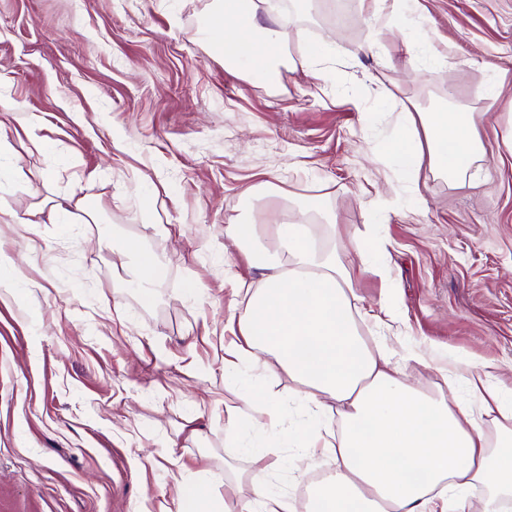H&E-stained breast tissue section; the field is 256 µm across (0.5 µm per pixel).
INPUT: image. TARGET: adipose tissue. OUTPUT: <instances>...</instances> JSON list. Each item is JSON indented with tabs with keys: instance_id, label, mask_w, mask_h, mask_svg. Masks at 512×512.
I'll return each mask as SVG.
<instances>
[{
	"instance_id": "ef3b65f1",
	"label": "adipose tissue",
	"mask_w": 512,
	"mask_h": 512,
	"mask_svg": "<svg viewBox=\"0 0 512 512\" xmlns=\"http://www.w3.org/2000/svg\"><path fill=\"white\" fill-rule=\"evenodd\" d=\"M264 2L213 0L220 22L207 28L206 39L222 49L228 67L271 83L294 57L284 50L286 28L265 11ZM421 123L426 146L403 124L385 145L408 181L416 180L423 161L453 176L478 157L481 143L470 131L468 113L425 112ZM228 235L264 278L238 319L241 341L224 358V377L232 381L243 370L257 369L265 376L286 373L298 384L305 434L297 442L300 461L309 468L323 455L336 465L317 488L311 512H465V503L437 502L434 491L476 483L488 494L475 512H500L501 501L512 498V399L478 368L469 379L477 400L473 410L409 383L393 353L360 333L350 273L337 250L323 245L315 225L234 224ZM126 250L130 261L122 279L137 283L140 301L152 304V285L168 269L139 244H127ZM238 397L248 412L230 417L226 433L260 432L280 422L284 405L263 383L240 388ZM331 401L343 422L337 444L323 423ZM488 416L497 426L493 438L481 424ZM264 458L255 453L246 478L225 463V493L218 498L208 495L207 481H180L177 512H294L290 498L270 491Z\"/></svg>"
}]
</instances>
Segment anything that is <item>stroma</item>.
<instances>
[{"label":"stroma","mask_w":512,"mask_h":512,"mask_svg":"<svg viewBox=\"0 0 512 512\" xmlns=\"http://www.w3.org/2000/svg\"><path fill=\"white\" fill-rule=\"evenodd\" d=\"M284 15L290 45L328 48L324 76L296 64L272 84L239 77L205 44L211 0H0V136L27 204L0 221L18 266L0 290V512H175V474L223 477L237 404L224 325L243 313L241 284L262 279L226 245L246 215L342 242L363 336L423 355L406 372L429 394L469 403L473 364L512 382V0H419L418 23L381 28L363 0ZM428 39L436 80L406 68ZM489 78L495 97H477ZM445 103L470 112L480 158L457 179L422 164L409 194L385 142ZM264 181L279 198H255ZM72 193L97 222L51 223ZM313 198L322 213L302 209ZM130 241L169 266L150 307L118 277ZM270 387L288 415L254 440L275 450L268 478L314 495L297 449L276 446L296 428V384L282 373ZM194 412L203 443L168 447Z\"/></svg>","instance_id":"35a3bbf8"}]
</instances>
